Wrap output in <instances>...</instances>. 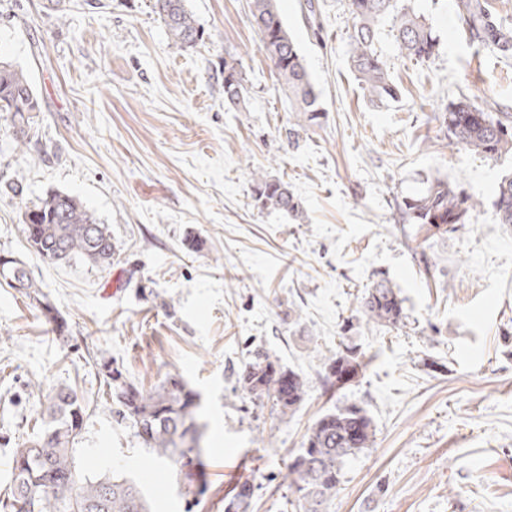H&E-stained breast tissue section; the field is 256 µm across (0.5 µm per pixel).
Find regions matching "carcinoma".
Returning a JSON list of instances; mask_svg holds the SVG:
<instances>
[{
    "instance_id": "carcinoma-1",
    "label": "carcinoma",
    "mask_w": 512,
    "mask_h": 512,
    "mask_svg": "<svg viewBox=\"0 0 512 512\" xmlns=\"http://www.w3.org/2000/svg\"><path fill=\"white\" fill-rule=\"evenodd\" d=\"M173 45L179 49L203 40L204 30L185 6V0H154ZM352 28L348 37V61L369 104L381 107L398 99L399 86L375 47L380 28L392 21V35L405 57L424 63L434 56L438 36L426 19L401 0H349ZM458 23L469 45L512 57V30L504 27L489 8L488 0H454ZM251 24L259 35V49L271 62L288 93L297 122L288 137L319 126L325 115L320 95L304 64L295 40L283 22L275 0H253ZM245 79L235 59H224V101L244 102ZM39 103L30 79L19 66L0 61V129L12 134L16 144L30 139L34 112ZM451 145L461 146L486 158L512 152V113L490 112L466 97L448 102L438 115ZM415 193L404 197L401 214L405 223L433 233H452L468 223L477 203L455 184L427 177ZM250 195L261 210L284 214L302 213L301 200L288 183L265 175L251 180ZM494 206L502 224L512 225V174L498 183ZM22 224L29 246L45 260L69 263L79 259L108 266L115 246L108 227L76 197L52 191L25 207ZM1 278L42 306L40 285L25 264L16 259L0 261ZM361 312L382 330L404 325V299L388 280L373 283L358 298ZM366 363L354 345L340 343L328 358L323 385L340 389L336 371L355 378ZM100 372L116 404L113 417L130 426L142 444L157 457L173 464L182 477L183 495H199L195 483L204 476L203 455H189L186 436L204 428L198 420L199 395L178 377H168L149 392L123 379L112 361L101 360ZM244 390L254 400L273 402L280 419L294 413L306 396V380L298 372L257 354L241 372ZM43 435L14 450L10 462L9 489L0 494V512H151L136 483L116 476L77 479L73 445L82 432L87 406L70 386L38 388ZM375 429L367 410L357 403L344 404L322 415L312 426L302 448L288 464V494L283 512H328L349 460L368 447ZM255 486L246 478L224 494V512H249Z\"/></svg>"
}]
</instances>
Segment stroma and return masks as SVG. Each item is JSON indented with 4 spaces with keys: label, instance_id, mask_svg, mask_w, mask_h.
Wrapping results in <instances>:
<instances>
[{
    "label": "stroma",
    "instance_id": "obj_1",
    "mask_svg": "<svg viewBox=\"0 0 512 512\" xmlns=\"http://www.w3.org/2000/svg\"><path fill=\"white\" fill-rule=\"evenodd\" d=\"M152 3L0 0V59L23 68L39 103L23 149L0 136V256L23 260L55 309L46 316L0 279V492L13 449L39 433L38 387L63 384L87 404L78 478L132 479L153 512H224L245 477L251 512H280L289 462L340 401L367 410L375 437L346 464L330 512H512V227L493 206L512 153L451 146L433 119L462 94L512 113V58L469 46L452 0H413L439 47L418 63L382 29L401 95L377 109L348 63L349 0H314L312 16L305 0H277L327 112L292 143L296 115L250 0H187L205 36L183 51ZM228 56L246 81L237 108L224 102ZM256 173L288 182L303 215L259 210ZM432 175L481 205L427 238L398 205ZM51 191L108 226L110 266L52 264L28 246L25 206ZM382 278L405 300V328L379 330L358 310ZM342 341L369 364L332 400L321 377ZM259 351L307 382L288 419L238 382ZM104 358L143 389L178 376L199 394L198 505L116 423Z\"/></svg>",
    "mask_w": 512,
    "mask_h": 512
}]
</instances>
